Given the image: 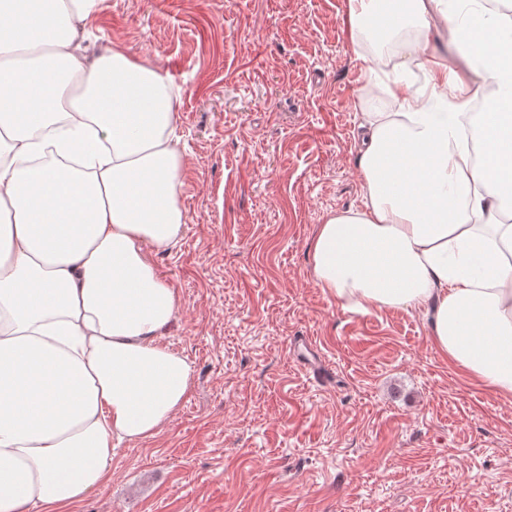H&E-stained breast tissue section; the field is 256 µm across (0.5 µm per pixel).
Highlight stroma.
Segmentation results:
<instances>
[{"mask_svg":"<svg viewBox=\"0 0 512 512\" xmlns=\"http://www.w3.org/2000/svg\"><path fill=\"white\" fill-rule=\"evenodd\" d=\"M349 0H100L78 41L180 90V310L162 346L192 385L154 436L112 447L72 512H512V398L450 366L420 311L353 313L312 275L327 216L362 208L361 127L406 40L363 42ZM312 342L315 378L291 345Z\"/></svg>","mask_w":512,"mask_h":512,"instance_id":"35a3bbf8","label":"stroma"}]
</instances>
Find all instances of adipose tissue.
Masks as SVG:
<instances>
[{"instance_id":"1","label":"adipose tissue","mask_w":512,"mask_h":512,"mask_svg":"<svg viewBox=\"0 0 512 512\" xmlns=\"http://www.w3.org/2000/svg\"><path fill=\"white\" fill-rule=\"evenodd\" d=\"M442 0H349L356 27L430 29ZM449 48L407 46L359 164L363 209L312 247L340 307L421 311L436 348L512 397V16L461 0ZM98 0H0V512H63L110 479L114 440L169 421L191 368L162 347L179 296L149 253L181 235L177 94L122 49L88 59ZM479 160H472V153Z\"/></svg>"}]
</instances>
